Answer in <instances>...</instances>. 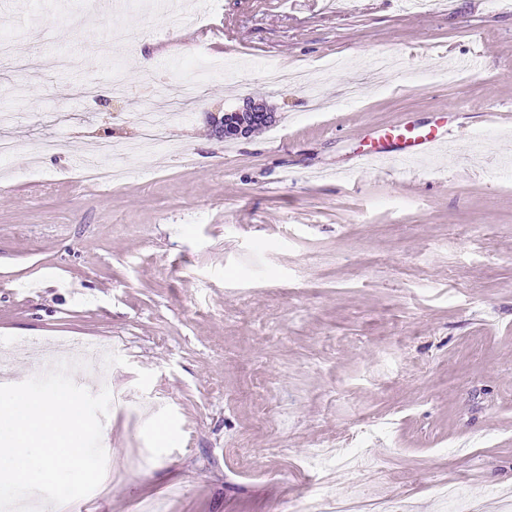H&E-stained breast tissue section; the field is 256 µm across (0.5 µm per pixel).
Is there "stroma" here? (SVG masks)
Returning a JSON list of instances; mask_svg holds the SVG:
<instances>
[{"label": "stroma", "mask_w": 512, "mask_h": 512, "mask_svg": "<svg viewBox=\"0 0 512 512\" xmlns=\"http://www.w3.org/2000/svg\"><path fill=\"white\" fill-rule=\"evenodd\" d=\"M155 2L117 14L149 25L138 53L106 50L104 23L62 22L58 0H0L8 135L31 152L50 136L73 154L106 141L125 170L102 184L54 155L0 159V385L30 378L8 354L34 339L112 345L85 387L112 394L113 477L76 512H304L350 491L338 458L317 455L347 441L390 456L361 488L403 512H446L444 479L499 512L512 498V6L185 0L229 18L243 52L131 158L137 111L198 67L200 24L164 36L171 0ZM475 46L479 69L457 66ZM267 62L307 71L313 91L270 85ZM442 69L454 81L432 80ZM89 81L97 97H77ZM249 101L274 124L224 140L219 119ZM443 113L467 134L461 153L352 170L379 127Z\"/></svg>", "instance_id": "obj_1"}]
</instances>
